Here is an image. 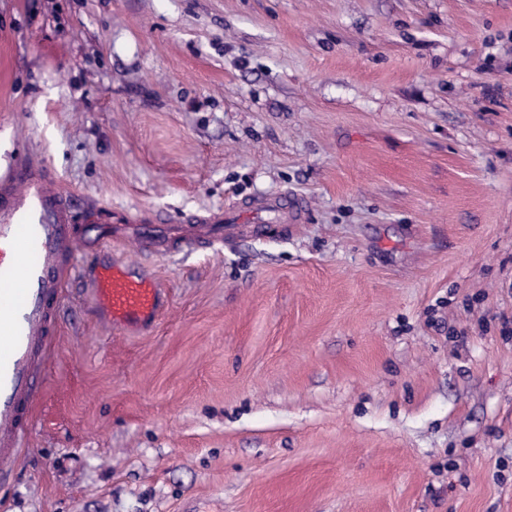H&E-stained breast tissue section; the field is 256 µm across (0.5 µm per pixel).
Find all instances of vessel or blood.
<instances>
[{"mask_svg":"<svg viewBox=\"0 0 512 512\" xmlns=\"http://www.w3.org/2000/svg\"><path fill=\"white\" fill-rule=\"evenodd\" d=\"M73 211V198L28 159H17L0 178V481L33 427L73 277L91 298L89 315L120 334L154 325L167 307V290L153 272L115 258L75 269L76 252L100 241L76 236ZM138 235L143 249L169 252L167 227L142 228Z\"/></svg>","mask_w":512,"mask_h":512,"instance_id":"b4317fda","label":"vessel or blood"}]
</instances>
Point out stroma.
<instances>
[{
  "label": "stroma",
  "instance_id": "obj_1",
  "mask_svg": "<svg viewBox=\"0 0 512 512\" xmlns=\"http://www.w3.org/2000/svg\"><path fill=\"white\" fill-rule=\"evenodd\" d=\"M20 155L240 235L113 240L139 335L71 285L0 512H512V0H0ZM192 220L202 224V226H200L202 231L194 238L182 236L180 240L185 247L188 249L195 248L198 245L196 242L200 238H205L213 243L219 239L216 235L221 231V227L216 226L217 224H214V222H221V220L217 221L216 217H195ZM138 229V235L141 247L145 250L155 253H167L171 250L170 242L176 240L170 234L166 226L154 228H142L135 226ZM91 298L87 313L114 332L133 334L154 325L168 303L167 289L151 271L111 258L82 268Z\"/></svg>",
  "mask_w": 512,
  "mask_h": 512
}]
</instances>
